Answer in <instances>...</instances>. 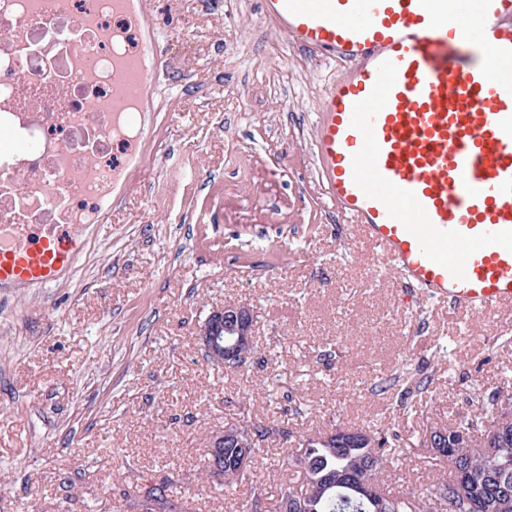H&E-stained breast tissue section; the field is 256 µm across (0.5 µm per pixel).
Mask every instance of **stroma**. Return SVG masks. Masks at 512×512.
Masks as SVG:
<instances>
[{"mask_svg": "<svg viewBox=\"0 0 512 512\" xmlns=\"http://www.w3.org/2000/svg\"><path fill=\"white\" fill-rule=\"evenodd\" d=\"M167 65L134 191L86 227L52 288L0 293V512H131L172 480L192 512H243L207 480L208 436L247 421L299 439L332 426L411 441L390 489L431 485L419 441L479 409L512 410V309L406 303L403 283L326 198L317 105L344 66L299 49L259 0H144ZM250 304L255 354L215 369L196 339L210 310ZM411 365L430 384L400 406ZM286 442L254 486L273 505Z\"/></svg>", "mask_w": 512, "mask_h": 512, "instance_id": "1", "label": "stroma"}]
</instances>
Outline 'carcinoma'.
I'll return each instance as SVG.
<instances>
[{
    "instance_id": "obj_1",
    "label": "carcinoma",
    "mask_w": 512,
    "mask_h": 512,
    "mask_svg": "<svg viewBox=\"0 0 512 512\" xmlns=\"http://www.w3.org/2000/svg\"><path fill=\"white\" fill-rule=\"evenodd\" d=\"M410 394L427 385L416 377L408 365H403L398 376ZM499 413L480 412L466 426L477 429L483 436L494 433ZM241 444L255 452L261 442L272 437L288 438V432L275 425L246 423L235 426ZM458 427L432 429L427 437L438 432L446 434L448 446L443 454H429L427 464L435 470L448 471L426 491L416 488L393 495L379 490L380 478L387 474L396 456L395 444L389 438H375L360 432L357 439H336L331 442L318 433L305 438V460L299 462L288 451L287 464L301 469L304 486L299 489L307 501V512H512V499L505 502L495 489L494 480L500 479L512 487V437L503 442L491 455L481 451V444L463 442ZM468 471L465 484L466 504L460 509L448 510V488L456 478L457 470ZM174 482L167 480L154 491L161 512H182L184 507L174 495ZM228 488H253V471L240 474L230 471L224 475Z\"/></svg>"
}]
</instances>
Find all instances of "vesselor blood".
<instances>
[{"label":"vessel or blood","instance_id":"obj_1","mask_svg":"<svg viewBox=\"0 0 512 512\" xmlns=\"http://www.w3.org/2000/svg\"><path fill=\"white\" fill-rule=\"evenodd\" d=\"M48 21L65 0H25ZM130 16L135 46L111 68L112 99L72 112L77 123L157 91L163 64L143 0H96ZM478 9L484 21L460 36L449 13ZM264 17L299 48L348 62L321 98L313 148L326 197L360 238L424 298L479 314L512 306V0H261ZM71 61L95 70L87 44ZM131 153H116L94 181L128 192ZM22 193L0 169V289L57 285L83 237L72 224H28Z\"/></svg>","mask_w":512,"mask_h":512}]
</instances>
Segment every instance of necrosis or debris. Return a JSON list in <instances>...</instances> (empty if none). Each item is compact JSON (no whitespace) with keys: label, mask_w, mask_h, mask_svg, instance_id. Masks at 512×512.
<instances>
[{"label":"necrosis or debris","mask_w":512,"mask_h":512,"mask_svg":"<svg viewBox=\"0 0 512 512\" xmlns=\"http://www.w3.org/2000/svg\"><path fill=\"white\" fill-rule=\"evenodd\" d=\"M21 2L0 0V101L13 95L16 71L20 68L45 78L44 87L35 88V95H43L49 88L57 90L59 99L38 113L0 112V139L26 142L34 149L30 155L19 154L11 158L0 155V167L12 169L18 183L25 187V196L32 199V206L25 212L28 223L43 222L44 207L65 194L72 200L67 212L69 223L81 225L89 217L88 204L80 190L61 187L51 158L64 148L89 169L111 167V155L97 157L92 153L94 140L109 136L111 115L102 114L97 126L92 128L72 125L64 115L84 103L105 102L111 98L113 86L108 67L112 59L113 37L119 34L132 39L133 28L124 15L104 13L99 16L87 34L95 53V74L88 82L75 73L70 63L67 37L76 18L94 10L93 0H67L65 8L46 26L23 24ZM19 32L23 33L28 45L21 61L15 56L14 37Z\"/></svg>","instance_id":"4bbe7bcc"}]
</instances>
